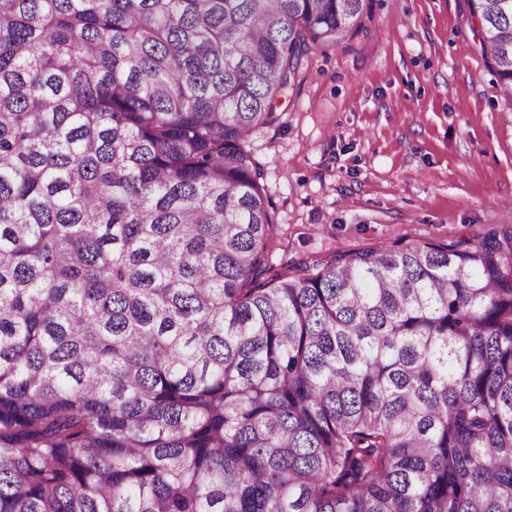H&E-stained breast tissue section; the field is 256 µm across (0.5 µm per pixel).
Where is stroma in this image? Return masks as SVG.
I'll use <instances>...</instances> for the list:
<instances>
[{
	"mask_svg": "<svg viewBox=\"0 0 512 512\" xmlns=\"http://www.w3.org/2000/svg\"><path fill=\"white\" fill-rule=\"evenodd\" d=\"M276 105L247 144L271 201V274L512 226V111L467 0H369Z\"/></svg>",
	"mask_w": 512,
	"mask_h": 512,
	"instance_id": "35a3bbf8",
	"label": "stroma"
}]
</instances>
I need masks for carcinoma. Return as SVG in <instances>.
I'll list each match as a JSON object with an SVG mask.
<instances>
[{
    "instance_id": "cac0c4a2",
    "label": "carcinoma",
    "mask_w": 512,
    "mask_h": 512,
    "mask_svg": "<svg viewBox=\"0 0 512 512\" xmlns=\"http://www.w3.org/2000/svg\"><path fill=\"white\" fill-rule=\"evenodd\" d=\"M365 2L0 0V512H512V226L266 277L246 142Z\"/></svg>"
}]
</instances>
